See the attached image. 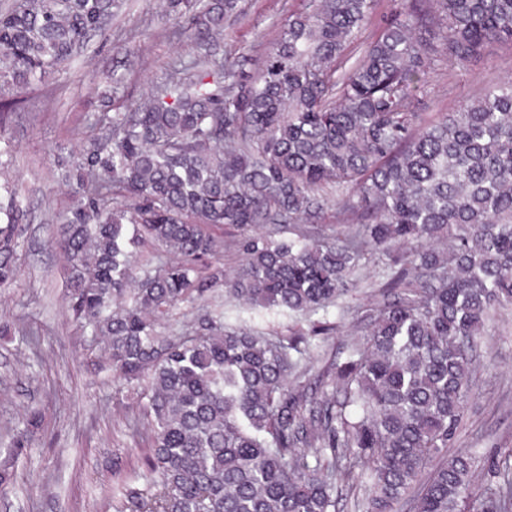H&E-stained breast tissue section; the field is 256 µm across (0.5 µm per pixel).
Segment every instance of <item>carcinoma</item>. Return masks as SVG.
<instances>
[{"label": "carcinoma", "instance_id": "1", "mask_svg": "<svg viewBox=\"0 0 512 512\" xmlns=\"http://www.w3.org/2000/svg\"><path fill=\"white\" fill-rule=\"evenodd\" d=\"M307 0L255 69L212 58L174 68L132 112L105 101L106 134L57 157L74 201L58 225L70 308L136 390L146 489L117 512H470L476 458L447 455L478 338L512 306V81L428 120L421 88L512 42V0ZM114 0H23L0 13V81L28 88L112 17ZM238 0H208L191 29L213 38ZM373 35L363 37L370 27ZM334 208L340 230L320 221ZM28 211L0 196V287L13 283ZM294 226L242 244L233 274L214 256L226 227ZM168 255L136 261L138 249ZM376 254L377 298L356 336L320 364L343 299ZM222 287L235 303L207 305ZM311 321L288 336L241 312ZM187 331L161 330L182 304ZM320 319L313 320V317ZM41 422L0 459V492ZM482 512H512V464Z\"/></svg>", "mask_w": 512, "mask_h": 512}]
</instances>
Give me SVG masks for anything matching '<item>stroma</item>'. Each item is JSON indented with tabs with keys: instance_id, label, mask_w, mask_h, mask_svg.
Returning a JSON list of instances; mask_svg holds the SVG:
<instances>
[{
	"instance_id": "stroma-1",
	"label": "stroma",
	"mask_w": 512,
	"mask_h": 512,
	"mask_svg": "<svg viewBox=\"0 0 512 512\" xmlns=\"http://www.w3.org/2000/svg\"><path fill=\"white\" fill-rule=\"evenodd\" d=\"M168 0H119L102 34L91 37L70 65L27 89L9 111L0 136V184L15 188L29 211L15 248L17 280L0 288V323L15 335L0 336V448L8 446L25 412L40 408L43 425L15 464L11 488L0 494V512H114L119 501L112 464L121 461L145 487L143 451L129 429L138 407L123 383L102 366L69 311L66 261L55 246L59 215L72 196L54 164L58 154L105 134L98 117L101 94L120 84L113 106L128 110L162 85L176 63L208 55L255 67L269 53L290 11L303 0H240L224 34L199 46L190 30L174 32ZM512 79V43L488 44L465 71L431 74L422 94L424 112H448ZM40 340L30 350L25 334ZM455 451L479 458L478 489L488 468L512 454V310L486 330Z\"/></svg>"
}]
</instances>
